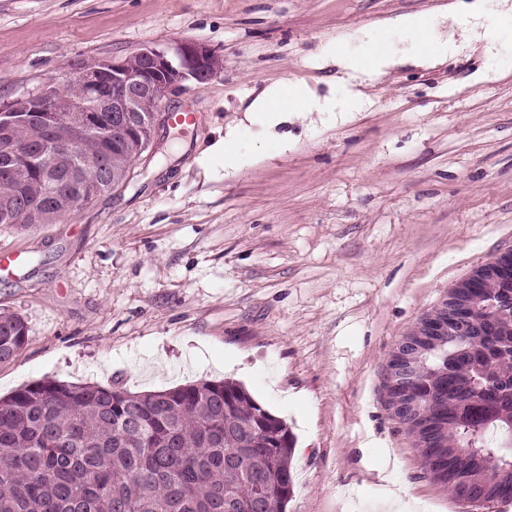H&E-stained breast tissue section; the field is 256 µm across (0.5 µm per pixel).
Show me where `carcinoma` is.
<instances>
[{"label": "carcinoma", "mask_w": 512, "mask_h": 512, "mask_svg": "<svg viewBox=\"0 0 512 512\" xmlns=\"http://www.w3.org/2000/svg\"><path fill=\"white\" fill-rule=\"evenodd\" d=\"M118 186L129 174L126 136L113 132ZM58 191L87 204L98 196L63 179ZM28 183L44 202L36 172L21 160L0 170V225L24 231L4 205ZM465 333L433 344L417 361L419 397L439 438L464 456L455 466L512 502V316L499 313L496 286L479 288ZM28 342L23 318L0 312V364ZM430 428L415 436L433 480L448 459ZM294 437L287 424L230 380H202L148 393L34 381L0 397V512H285L293 493Z\"/></svg>", "instance_id": "carcinoma-1"}]
</instances>
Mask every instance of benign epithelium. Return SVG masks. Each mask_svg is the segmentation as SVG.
<instances>
[{"label": "benign epithelium", "mask_w": 512, "mask_h": 512, "mask_svg": "<svg viewBox=\"0 0 512 512\" xmlns=\"http://www.w3.org/2000/svg\"><path fill=\"white\" fill-rule=\"evenodd\" d=\"M224 70V56L207 44L184 41L175 48V57L151 46L137 52L111 58H89L77 65L66 86L50 84L36 92L16 97L0 106V162L10 168L17 162L18 144L13 134L17 127L35 123L42 137V151L55 154L65 144L71 113H82L89 133L101 123V113H110V128L141 136L135 156L153 147L156 121L143 119L144 112H159L171 95L185 83L203 84ZM74 164L79 170L92 169L102 182L112 181L108 151L101 146L95 154L76 153ZM491 281L501 288H512V245L500 249L486 262L448 289L439 304L405 334L391 354L384 373L383 396L391 416L403 422L409 401L417 398L412 386L415 342L448 334L453 325L460 331L469 328L468 289ZM451 485L461 492L462 500L476 505L486 496L469 492L470 478L461 471L452 474Z\"/></svg>", "instance_id": "obj_1"}]
</instances>
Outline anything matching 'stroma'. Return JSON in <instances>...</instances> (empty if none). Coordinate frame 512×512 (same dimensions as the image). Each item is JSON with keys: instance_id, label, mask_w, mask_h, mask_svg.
Here are the masks:
<instances>
[{"instance_id": "stroma-1", "label": "stroma", "mask_w": 512, "mask_h": 512, "mask_svg": "<svg viewBox=\"0 0 512 512\" xmlns=\"http://www.w3.org/2000/svg\"><path fill=\"white\" fill-rule=\"evenodd\" d=\"M433 0H0V103L88 57L201 41L224 70L186 83L122 186L34 233L0 226V309L28 344L0 395L43 378L160 391L223 378L296 438L286 512H460L382 397L402 336L512 244V17L419 64L393 18ZM398 64L345 103L337 49ZM303 82L334 112L257 100ZM237 151L212 154L224 135Z\"/></svg>"}]
</instances>
